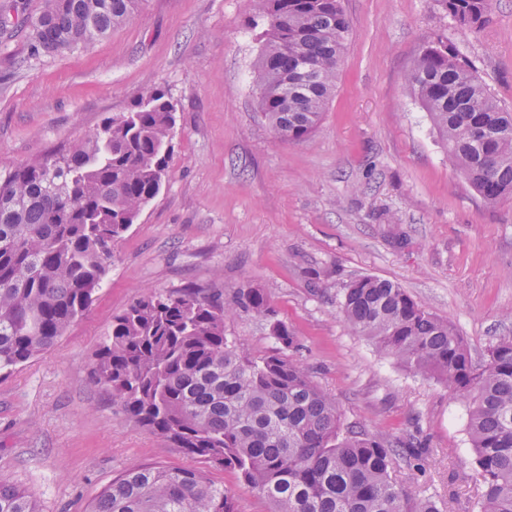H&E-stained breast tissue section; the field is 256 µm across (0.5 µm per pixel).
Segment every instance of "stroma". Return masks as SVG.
<instances>
[{
    "label": "stroma",
    "instance_id": "obj_1",
    "mask_svg": "<svg viewBox=\"0 0 512 512\" xmlns=\"http://www.w3.org/2000/svg\"><path fill=\"white\" fill-rule=\"evenodd\" d=\"M351 32L336 89L305 141L275 138L256 94L262 42L252 0H139L95 43L36 52L26 17L43 0H0L16 25L0 34V169L67 149L150 87L177 106L168 176L114 248L89 310L46 353L0 372V475L31 491L39 512H87L130 466L192 467L236 494L238 512L271 505L230 468L191 458L127 419L91 377L112 318L147 289L192 285L231 301L264 292L273 319L238 312L224 334L250 357L293 355L343 422L426 452L397 478L470 512L478 483L467 406L416 375L338 314L352 279L397 283L447 319L474 362L512 336V198L490 206L460 171L404 87L422 46L442 38L512 110V0L463 27L432 0H341Z\"/></svg>",
    "mask_w": 512,
    "mask_h": 512
}]
</instances>
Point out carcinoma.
I'll return each mask as SVG.
<instances>
[{
	"label": "carcinoma",
	"mask_w": 512,
	"mask_h": 512,
	"mask_svg": "<svg viewBox=\"0 0 512 512\" xmlns=\"http://www.w3.org/2000/svg\"><path fill=\"white\" fill-rule=\"evenodd\" d=\"M249 27L264 24L259 106L276 138L300 143L329 103L350 22L340 0H253ZM138 0H44L31 18L48 53L88 46L124 24ZM464 25L489 21L490 0H434ZM429 112L448 161L482 200L512 198V112L502 108L452 47L424 48L405 77ZM176 106L160 88L105 120L64 152L0 172V371L44 354L93 301L114 245L160 192L173 150ZM268 318L267 297L240 288L223 304L188 286L144 291L112 318L92 375L133 422L184 453L235 470L273 512H443L411 497L392 472L423 449L346 426L335 400L287 354L285 323H271L282 351L260 360L224 335L236 311ZM339 316L413 373L469 403L479 476L473 512H512V336L473 363L447 320L398 284L361 276L344 288ZM0 512H38L32 492L0 476ZM88 512H238L235 494L197 469L134 465Z\"/></svg>",
	"instance_id": "cac0c4a2"
}]
</instances>
